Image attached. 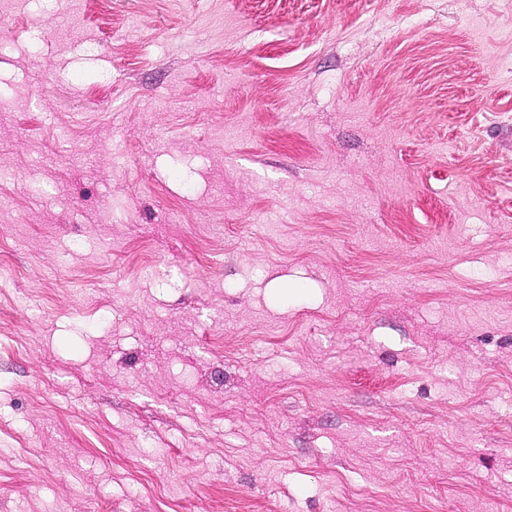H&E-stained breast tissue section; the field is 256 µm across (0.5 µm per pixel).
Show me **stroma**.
Here are the masks:
<instances>
[{"label": "stroma", "mask_w": 512, "mask_h": 512, "mask_svg": "<svg viewBox=\"0 0 512 512\" xmlns=\"http://www.w3.org/2000/svg\"><path fill=\"white\" fill-rule=\"evenodd\" d=\"M0 168V512H512V0H0Z\"/></svg>", "instance_id": "stroma-1"}]
</instances>
